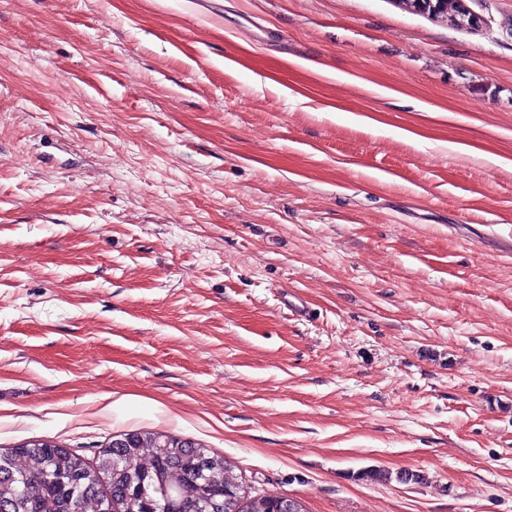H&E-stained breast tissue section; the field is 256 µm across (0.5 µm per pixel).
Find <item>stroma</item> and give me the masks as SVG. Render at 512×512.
Segmentation results:
<instances>
[{"label": "stroma", "mask_w": 512, "mask_h": 512, "mask_svg": "<svg viewBox=\"0 0 512 512\" xmlns=\"http://www.w3.org/2000/svg\"><path fill=\"white\" fill-rule=\"evenodd\" d=\"M464 5L0 0V448L512 512V0Z\"/></svg>", "instance_id": "obj_1"}]
</instances>
